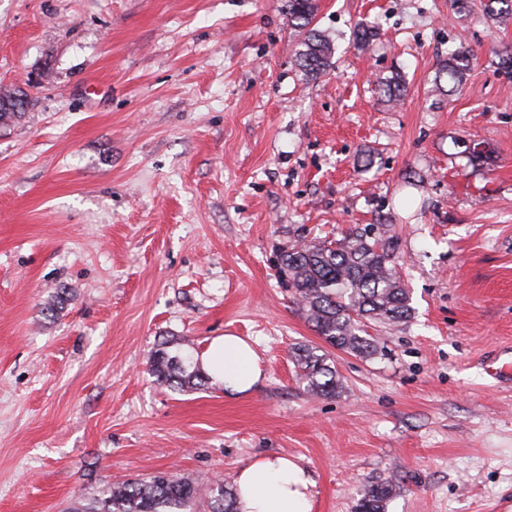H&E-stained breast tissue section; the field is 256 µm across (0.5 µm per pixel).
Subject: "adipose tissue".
Here are the masks:
<instances>
[{"label": "adipose tissue", "mask_w": 512, "mask_h": 512, "mask_svg": "<svg viewBox=\"0 0 512 512\" xmlns=\"http://www.w3.org/2000/svg\"><path fill=\"white\" fill-rule=\"evenodd\" d=\"M201 363L232 394L248 393L263 377L258 355L237 336L214 338ZM313 485L309 471L295 458L258 456L238 472L237 505L240 512H312Z\"/></svg>", "instance_id": "obj_1"}]
</instances>
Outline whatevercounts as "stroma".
I'll list each match as a JSON object with an SVG mask.
<instances>
[{
  "mask_svg": "<svg viewBox=\"0 0 512 512\" xmlns=\"http://www.w3.org/2000/svg\"><path fill=\"white\" fill-rule=\"evenodd\" d=\"M285 2L0 0V88L28 94L0 128V512L158 472L208 512L264 453L309 470L313 512L386 477L387 512H512V383L488 373L512 349V24L482 0H317L335 53L311 78ZM460 48L461 91L437 92ZM368 224L414 312L370 323L374 358L328 349L343 390L314 398L291 352L323 341L276 256ZM224 334L260 357L250 394L149 373L162 340ZM470 63V53L468 51L457 50L448 56V59L438 69L436 76V86L440 91L443 89L442 82L452 84L449 92H457L462 88L463 79Z\"/></svg>",
  "mask_w": 512,
  "mask_h": 512,
  "instance_id": "1",
  "label": "stroma"
}]
</instances>
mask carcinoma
Returning <instances> with one entry per match:
<instances>
[{"label": "carcinoma", "mask_w": 512, "mask_h": 512, "mask_svg": "<svg viewBox=\"0 0 512 512\" xmlns=\"http://www.w3.org/2000/svg\"><path fill=\"white\" fill-rule=\"evenodd\" d=\"M288 21L304 32L297 52L306 75L319 77L331 67L333 44L311 28L316 0H287ZM489 17L499 24L512 21V0H487ZM470 53H451L438 69L436 86L462 88ZM381 91L391 103L406 93L399 76L381 82ZM280 269L294 288L306 321L332 348L362 358L381 352L378 341L365 329L369 320L401 322L410 317V293L391 248V237L374 229L353 230L343 238L304 243L284 251ZM296 375L313 396H334L342 389L336 367L317 348L300 346L294 352ZM149 370L161 383L181 391L198 390L210 376L197 368L191 357L168 341L157 345ZM394 483L385 478L368 484L357 512H386ZM201 496L193 482L173 473H158L125 481L106 490V497L82 512H188ZM209 512H238L235 489L224 485L209 491Z\"/></svg>", "instance_id": "cac0c4a2"}]
</instances>
